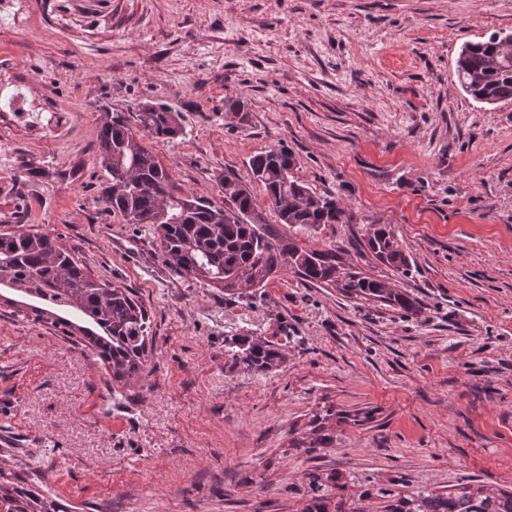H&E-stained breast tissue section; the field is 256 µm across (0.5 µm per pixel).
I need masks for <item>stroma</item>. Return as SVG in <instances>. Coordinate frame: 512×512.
<instances>
[{
    "label": "stroma",
    "mask_w": 512,
    "mask_h": 512,
    "mask_svg": "<svg viewBox=\"0 0 512 512\" xmlns=\"http://www.w3.org/2000/svg\"><path fill=\"white\" fill-rule=\"evenodd\" d=\"M512 32V0H0V232L51 234L94 278L129 289L153 345L113 381L91 351L0 301V460L73 512H302L336 471V512L468 482L512 491V99L461 88L462 45ZM161 103L182 135L153 150L223 206L249 161L285 146L297 177L350 220L299 232L409 293L408 316L305 283L256 296L186 278L151 225L100 203L108 111ZM392 225L407 272L366 245ZM280 346L269 372L224 340ZM335 439L301 452L314 411ZM368 414L352 423L355 414ZM333 483L334 487L341 489L342 485H338L336 472H329L325 478L322 474H312L308 483L307 495L309 497L308 504L303 509V512H329L326 500L328 499L323 493L325 487L328 486L327 482Z\"/></svg>",
    "instance_id": "35a3bbf8"
}]
</instances>
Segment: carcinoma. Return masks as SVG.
I'll return each instance as SVG.
<instances>
[{
  "label": "carcinoma",
  "instance_id": "cac0c4a2",
  "mask_svg": "<svg viewBox=\"0 0 512 512\" xmlns=\"http://www.w3.org/2000/svg\"><path fill=\"white\" fill-rule=\"evenodd\" d=\"M456 60L461 87L475 100L495 104L512 99V33L467 42ZM182 134L179 115L163 105L145 104L117 113L97 134L98 162L107 174L104 207L128 224H150L159 256L177 273L255 295L270 277L289 268L303 281L323 285L341 281L350 297L374 299L407 314L416 300L388 283L341 267L336 249L298 245L259 219L250 185L237 179L224 186L225 207L177 188L170 172L146 143L169 142ZM297 158L284 146L272 147L249 161L253 181L262 185L282 224L309 232L325 224L348 222L336 198L320 195L295 176ZM368 248L382 262L406 271L408 256L389 224H370ZM0 288L15 292L25 314L51 321L66 336H76L112 370L120 382L146 367L148 316L126 288L90 277L55 239L43 232L0 233ZM77 315L76 323L66 314ZM235 365L269 372L282 355L262 340L233 336L225 340ZM336 473H315L308 483L303 512H329L324 495ZM0 512H68L67 506L41 492L0 461ZM386 512H512V493L495 494L462 484L446 496L418 493L386 505Z\"/></svg>",
  "mask_w": 512,
  "mask_h": 512
}]
</instances>
